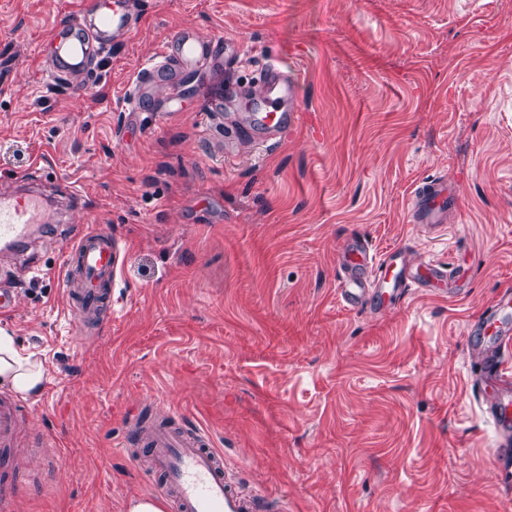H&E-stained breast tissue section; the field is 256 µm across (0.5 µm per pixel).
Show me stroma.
<instances>
[{
	"mask_svg": "<svg viewBox=\"0 0 512 512\" xmlns=\"http://www.w3.org/2000/svg\"><path fill=\"white\" fill-rule=\"evenodd\" d=\"M95 73L54 79L51 31L84 0H0V188L40 164L48 203L0 270V329L46 374L26 395L29 458L14 512H126L155 496L122 443L166 409L208 432L241 481L288 512H512V467L483 389L496 351L477 321L512 287V0H140ZM189 29L235 39L242 64L186 76L182 111L120 103ZM302 64L307 115L276 143L224 149V98L270 59ZM224 98L225 109L210 103ZM457 204L444 231L409 223L416 182ZM88 196L69 205L68 184ZM112 234L115 310L78 334L61 277L75 232ZM468 275L370 312L336 298L346 238Z\"/></svg>",
	"mask_w": 512,
	"mask_h": 512,
	"instance_id": "stroma-1",
	"label": "stroma"
}]
</instances>
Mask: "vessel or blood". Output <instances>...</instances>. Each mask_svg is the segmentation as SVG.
Returning <instances> with one entry per match:
<instances>
[{
    "label": "vessel or blood",
    "instance_id": "b4317fda",
    "mask_svg": "<svg viewBox=\"0 0 512 512\" xmlns=\"http://www.w3.org/2000/svg\"><path fill=\"white\" fill-rule=\"evenodd\" d=\"M138 0H90L67 27L55 30L56 52L51 62L55 78L88 75L93 62L116 40L128 36ZM213 40L185 31L177 41L164 43L156 57L137 74L123 104L141 111L158 85L169 88L161 109L176 111V85L184 72L203 69L214 60ZM301 76L283 73L278 61L264 66L256 77V92L246 94L252 140L269 142L300 125ZM452 186L444 179H424L416 184L408 204V220L429 229H439L448 214ZM46 211L39 197H20L0 191V249L10 251L26 242L36 225L45 223ZM119 249L111 234L96 230L78 233L63 266V283L70 310L80 317V327L104 320L112 312V289L117 275ZM338 264L343 275L337 284V299L359 310L379 308L401 300L408 288H431L447 281L445 267L430 264L417 269L400 252L376 257L362 243L351 240L340 249ZM493 383L500 396L492 416L502 431L512 430V374L496 369ZM20 396L0 393V512H12L18 471L12 453L21 419ZM138 457L147 462L150 477L160 478L159 490L172 512H276V502L258 490L247 489L230 476L231 464L214 448L208 433L181 423L174 413L155 425L131 416L125 439Z\"/></svg>",
    "mask_w": 512,
    "mask_h": 512
}]
</instances>
